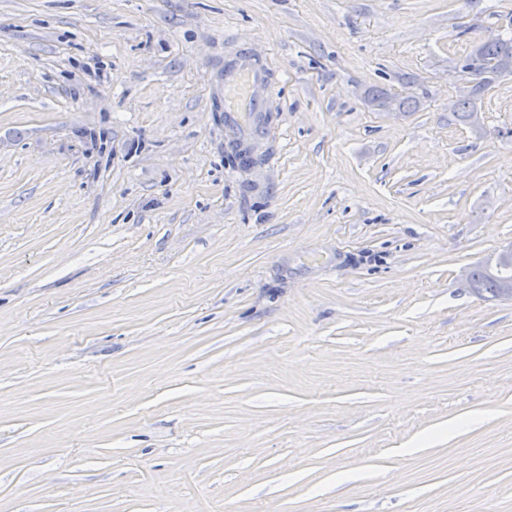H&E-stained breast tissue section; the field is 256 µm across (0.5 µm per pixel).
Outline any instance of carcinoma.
<instances>
[{
    "label": "carcinoma",
    "instance_id": "obj_1",
    "mask_svg": "<svg viewBox=\"0 0 512 512\" xmlns=\"http://www.w3.org/2000/svg\"><path fill=\"white\" fill-rule=\"evenodd\" d=\"M459 69L468 79L469 89L453 105V112L463 121L476 118L473 101L504 73L512 70V30L504 29L479 40ZM370 102L382 111L403 110L413 102L412 97H393L379 89L369 92ZM470 289L485 298H503L512 290L503 287L499 279L490 276L487 267L479 265L469 274Z\"/></svg>",
    "mask_w": 512,
    "mask_h": 512
}]
</instances>
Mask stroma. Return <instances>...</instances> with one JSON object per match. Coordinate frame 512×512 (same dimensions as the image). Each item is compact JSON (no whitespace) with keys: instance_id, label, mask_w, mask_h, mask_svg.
Here are the masks:
<instances>
[{"instance_id":"stroma-1","label":"stroma","mask_w":512,"mask_h":512,"mask_svg":"<svg viewBox=\"0 0 512 512\" xmlns=\"http://www.w3.org/2000/svg\"><path fill=\"white\" fill-rule=\"evenodd\" d=\"M512 0H0V512H512ZM266 53L242 170L209 98ZM378 86L414 96L379 112ZM511 28L480 39L469 55L463 58L459 69L468 79V90L453 105V113L463 121L471 122L476 118L474 98L487 90L504 73L512 69V21ZM477 62L479 71L473 73L472 64ZM273 87L267 56L246 41L211 74V96L223 112L226 144L243 152L244 163L237 160L241 168L266 158L279 144L271 114ZM470 289L485 298H503L510 297L509 292L512 288H503L499 279L490 276L487 272V265L484 264L474 268L469 274Z\"/></svg>"}]
</instances>
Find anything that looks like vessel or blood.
I'll list each match as a JSON object with an SVG mask.
<instances>
[{"mask_svg": "<svg viewBox=\"0 0 512 512\" xmlns=\"http://www.w3.org/2000/svg\"><path fill=\"white\" fill-rule=\"evenodd\" d=\"M273 87L266 55L245 41L211 74V96L223 114L227 144L243 152L245 166L266 158L279 144L271 108Z\"/></svg>", "mask_w": 512, "mask_h": 512, "instance_id": "obj_1", "label": "vessel or blood"}]
</instances>
